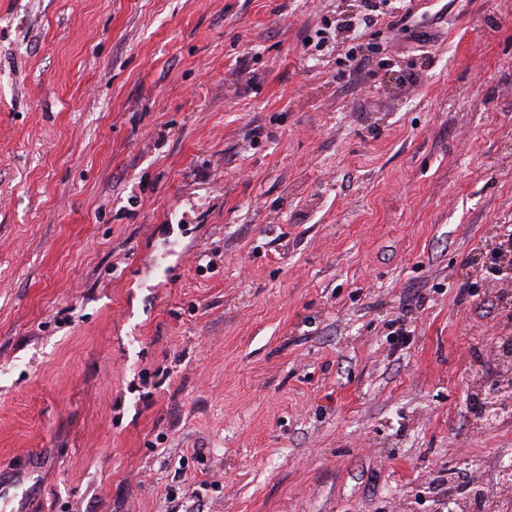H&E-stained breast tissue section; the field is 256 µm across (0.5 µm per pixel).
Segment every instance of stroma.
Masks as SVG:
<instances>
[{"label": "stroma", "instance_id": "obj_1", "mask_svg": "<svg viewBox=\"0 0 512 512\" xmlns=\"http://www.w3.org/2000/svg\"><path fill=\"white\" fill-rule=\"evenodd\" d=\"M395 3L0 0V512H512V0Z\"/></svg>", "mask_w": 512, "mask_h": 512}]
</instances>
